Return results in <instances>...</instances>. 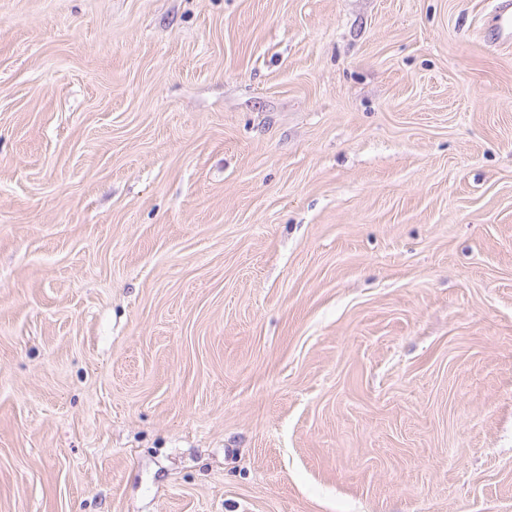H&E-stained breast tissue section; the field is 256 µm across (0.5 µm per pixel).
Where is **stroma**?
Returning a JSON list of instances; mask_svg holds the SVG:
<instances>
[{"label": "stroma", "mask_w": 512, "mask_h": 512, "mask_svg": "<svg viewBox=\"0 0 512 512\" xmlns=\"http://www.w3.org/2000/svg\"><path fill=\"white\" fill-rule=\"evenodd\" d=\"M493 0H0V512H512Z\"/></svg>", "instance_id": "35a3bbf8"}]
</instances>
